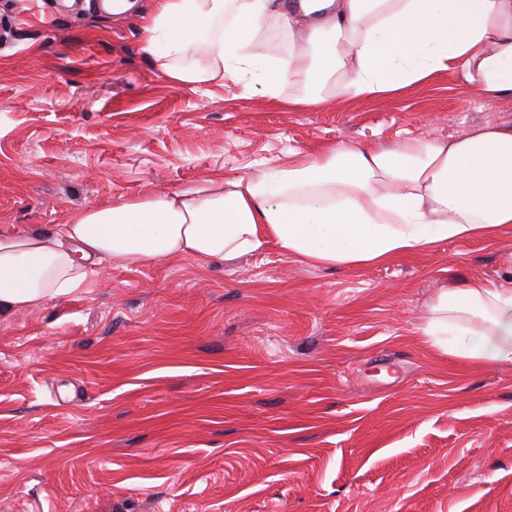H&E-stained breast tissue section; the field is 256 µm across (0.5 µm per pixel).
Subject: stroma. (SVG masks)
<instances>
[{
	"instance_id": "obj_1",
	"label": "stroma",
	"mask_w": 512,
	"mask_h": 512,
	"mask_svg": "<svg viewBox=\"0 0 512 512\" xmlns=\"http://www.w3.org/2000/svg\"><path fill=\"white\" fill-rule=\"evenodd\" d=\"M0 0V229L168 193L288 148L512 122L447 72L295 106L171 82L142 15ZM512 224L386 264L277 248L155 259L0 318V512H512V365L419 332L439 289L512 278Z\"/></svg>"
}]
</instances>
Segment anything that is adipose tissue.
Wrapping results in <instances>:
<instances>
[{"mask_svg": "<svg viewBox=\"0 0 512 512\" xmlns=\"http://www.w3.org/2000/svg\"><path fill=\"white\" fill-rule=\"evenodd\" d=\"M302 43L264 54L268 22ZM146 53L192 87L261 81L318 87L349 76L372 96L447 71L469 89L512 101V0H157L142 25ZM203 49L210 62L183 65ZM512 224V123L460 137L362 147L292 148L251 174L75 210L56 234L0 233V315L82 292L106 267L155 258L221 261L276 246L313 265L385 264L446 240L490 238ZM420 333L441 353L512 364V279L481 278L439 293Z\"/></svg>", "mask_w": 512, "mask_h": 512, "instance_id": "adipose-tissue-1", "label": "adipose tissue"}]
</instances>
